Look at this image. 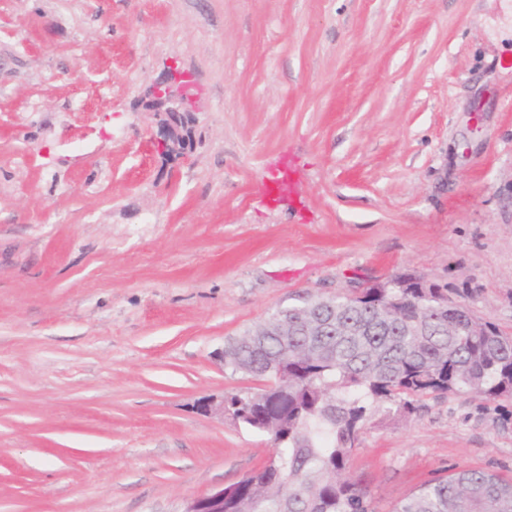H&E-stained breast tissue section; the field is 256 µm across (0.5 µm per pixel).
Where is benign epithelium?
Returning <instances> with one entry per match:
<instances>
[{
	"label": "benign epithelium",
	"mask_w": 512,
	"mask_h": 512,
	"mask_svg": "<svg viewBox=\"0 0 512 512\" xmlns=\"http://www.w3.org/2000/svg\"><path fill=\"white\" fill-rule=\"evenodd\" d=\"M194 87L178 67L167 78L154 82L144 99V108L157 116L153 144L169 158L184 157L190 144ZM182 512H224V488L185 502Z\"/></svg>",
	"instance_id": "7a95c632"
}]
</instances>
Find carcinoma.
Here are the masks:
<instances>
[{"mask_svg":"<svg viewBox=\"0 0 512 512\" xmlns=\"http://www.w3.org/2000/svg\"><path fill=\"white\" fill-rule=\"evenodd\" d=\"M316 315L323 331L284 333L268 318L224 345V369L272 380L288 350V398L265 386L228 408L268 437L271 465L225 486L224 512H377L346 476L373 404L404 413L416 404L472 392L512 398V336L474 315L464 297L412 274L331 298ZM392 512H512V478L463 469L433 479Z\"/></svg>","mask_w":512,"mask_h":512,"instance_id":"obj_1","label":"carcinoma"}]
</instances>
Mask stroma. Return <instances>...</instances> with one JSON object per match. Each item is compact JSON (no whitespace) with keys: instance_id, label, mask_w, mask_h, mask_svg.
I'll return each mask as SVG.
<instances>
[{"instance_id":"1","label":"stroma","mask_w":512,"mask_h":512,"mask_svg":"<svg viewBox=\"0 0 512 512\" xmlns=\"http://www.w3.org/2000/svg\"><path fill=\"white\" fill-rule=\"evenodd\" d=\"M199 87L195 143L141 102ZM292 194H266L281 170ZM409 273L512 334V0H0V512H182L267 437L201 406L299 295ZM512 477V399L373 405L378 512ZM167 78L154 82L144 99V108L157 116V151L173 159L183 158L190 144L193 120L191 80L177 66L169 68Z\"/></svg>"}]
</instances>
